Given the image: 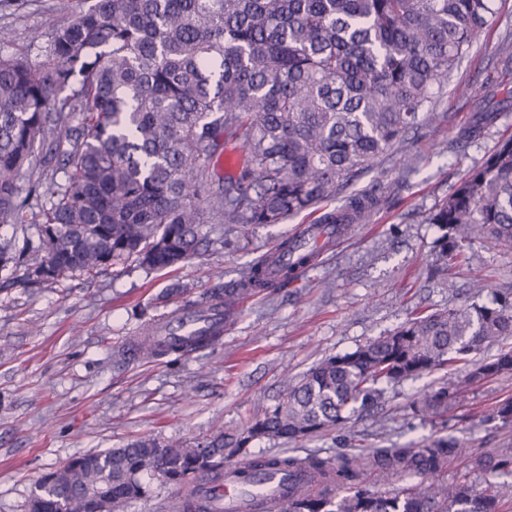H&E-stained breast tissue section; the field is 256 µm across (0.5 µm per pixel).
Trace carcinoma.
Masks as SVG:
<instances>
[{
  "label": "carcinoma",
  "mask_w": 512,
  "mask_h": 512,
  "mask_svg": "<svg viewBox=\"0 0 512 512\" xmlns=\"http://www.w3.org/2000/svg\"><path fill=\"white\" fill-rule=\"evenodd\" d=\"M493 0H94L52 29L44 60L0 56V227L21 231L0 241V273L23 271L33 283L129 262L145 270L197 256L206 224H280L318 211L357 173L421 127L472 37L485 29ZM496 118L477 113L461 133L477 135ZM53 155L65 179L34 181L47 201L29 207L18 180L55 131ZM242 141L240 174L210 170L224 139ZM381 202L351 196L318 223L348 230ZM440 235L435 270H445L478 241L512 248V138L470 172L429 216ZM37 229L28 235L27 225ZM311 261L286 239L267 264L248 266L224 295L209 300L229 316L249 293L276 288ZM512 336V294L489 303L409 319L354 351L332 356L288 383L282 400L239 432H218L196 447L138 438L122 448L72 459L46 476L28 512H101L142 498V476L176 489L198 476L224 480L225 466L249 461L248 482L281 473L318 483L315 493L288 484L280 512H499V494H478L440 477L462 453L437 437L420 448H373L337 457L254 455L255 440L296 442L345 424L385 397L387 387L448 367L480 384L512 371V350L473 358ZM216 337L158 342L166 356ZM462 387L423 394L413 412L447 421ZM477 466L512 474V448ZM416 478L406 486L371 490ZM175 512H208L189 491Z\"/></svg>",
  "instance_id": "1"
}]
</instances>
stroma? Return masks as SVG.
Here are the masks:
<instances>
[{
    "instance_id": "obj_1",
    "label": "stroma",
    "mask_w": 512,
    "mask_h": 512,
    "mask_svg": "<svg viewBox=\"0 0 512 512\" xmlns=\"http://www.w3.org/2000/svg\"><path fill=\"white\" fill-rule=\"evenodd\" d=\"M92 0H7L0 29L4 56L39 63L54 26ZM490 27L472 41L435 106L437 117L409 133L326 204L378 193L379 207L353 225L296 279L236 309L214 345L178 357L129 356L147 328L236 282L283 239L313 218L281 224L208 225L202 249L177 270L116 265L96 276L54 283L0 278V512H26L38 482L71 459L119 448L141 436L195 445L216 430H240L258 408L277 402L286 384L321 360L355 350L403 325L413 311L488 302L512 289V251L474 245L465 262L435 272L438 236L428 216L495 146L512 136V108L471 139L475 112L512 96V64L497 45L512 38V0H495ZM181 294H173V287ZM459 371L435 372L392 386L380 406L345 426L298 442H253L250 450L337 456L372 448H415L454 438L464 453L445 480L489 493L508 479L476 467L496 448H512V422L493 409L512 399V371L467 390L445 426L421 420L411 406Z\"/></svg>"
}]
</instances>
